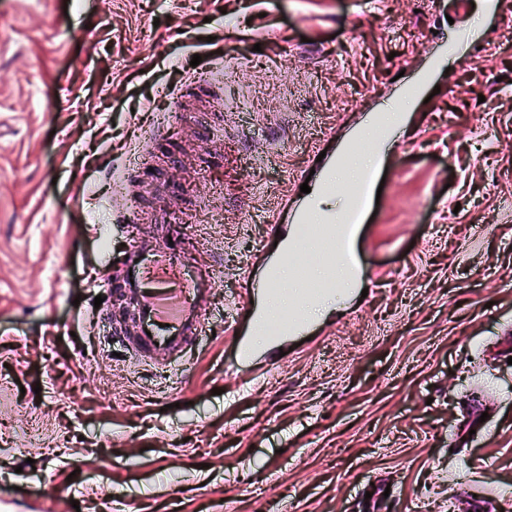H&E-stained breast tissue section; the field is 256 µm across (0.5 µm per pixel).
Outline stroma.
Listing matches in <instances>:
<instances>
[{
  "label": "stroma",
  "instance_id": "obj_1",
  "mask_svg": "<svg viewBox=\"0 0 512 512\" xmlns=\"http://www.w3.org/2000/svg\"><path fill=\"white\" fill-rule=\"evenodd\" d=\"M464 33L482 50L439 64ZM215 80L220 114L192 95ZM404 91L355 287L237 363L271 207ZM145 145L169 194L144 211L205 235L216 282L184 375L116 357L94 303ZM470 490L512 512V28L472 0H0V512H468ZM255 283L251 284L250 288H246L242 299L239 301V306L236 308L234 323L231 328L232 335L236 331L240 322L244 319L252 322L255 328H263L264 321L259 315V311L254 310L253 304L250 303V299L255 297L256 291Z\"/></svg>",
  "mask_w": 512,
  "mask_h": 512
}]
</instances>
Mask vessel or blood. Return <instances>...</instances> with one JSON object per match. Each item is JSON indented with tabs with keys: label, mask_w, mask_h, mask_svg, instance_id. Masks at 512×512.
I'll use <instances>...</instances> for the list:
<instances>
[{
	"label": "vessel or blood",
	"mask_w": 512,
	"mask_h": 512,
	"mask_svg": "<svg viewBox=\"0 0 512 512\" xmlns=\"http://www.w3.org/2000/svg\"><path fill=\"white\" fill-rule=\"evenodd\" d=\"M374 180L366 175L358 184L349 211L340 226L318 224L312 232L324 249L347 258L345 242L353 224L363 214L367 191ZM140 215H133L124 231L130 242L103 288L128 299L133 305L130 322L107 319L114 344L124 352L155 365H184L186 356L207 333L206 315L214 296V278L193 235L161 226L155 233L141 232ZM255 288H247L236 309L235 321L247 320L254 327L264 321L252 300Z\"/></svg>",
	"instance_id": "1"
}]
</instances>
